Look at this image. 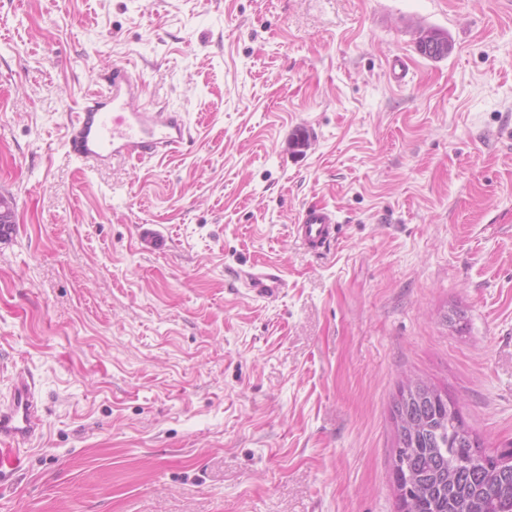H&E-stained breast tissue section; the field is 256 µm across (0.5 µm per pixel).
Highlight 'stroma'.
Masks as SVG:
<instances>
[{
    "instance_id": "stroma-1",
    "label": "stroma",
    "mask_w": 512,
    "mask_h": 512,
    "mask_svg": "<svg viewBox=\"0 0 512 512\" xmlns=\"http://www.w3.org/2000/svg\"><path fill=\"white\" fill-rule=\"evenodd\" d=\"M122 65L192 139L83 167L67 115ZM0 196V398L44 420L0 512H397L410 374L512 441V0H0ZM336 214L322 205H309L298 212L295 232L303 246L314 253L334 240ZM246 287L252 288L257 294H274L279 288L285 287V280L280 271L271 266H260L245 274Z\"/></svg>"
}]
</instances>
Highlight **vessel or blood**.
Instances as JSON below:
<instances>
[{
  "mask_svg": "<svg viewBox=\"0 0 512 512\" xmlns=\"http://www.w3.org/2000/svg\"><path fill=\"white\" fill-rule=\"evenodd\" d=\"M143 93L139 76L124 67L117 69L105 93L88 98L71 114L66 139L71 154L87 166L99 167L116 159L142 161L177 153L191 136L185 114L142 104ZM335 224V212L310 205L299 211L295 232L306 249L317 253L333 241ZM246 285L270 295L284 287L285 280L278 269L262 266L247 273ZM40 426L35 384L17 377L8 397L0 400V481L23 465L14 441L33 437Z\"/></svg>",
  "mask_w": 512,
  "mask_h": 512,
  "instance_id": "b4317fda",
  "label": "vessel or blood"
}]
</instances>
